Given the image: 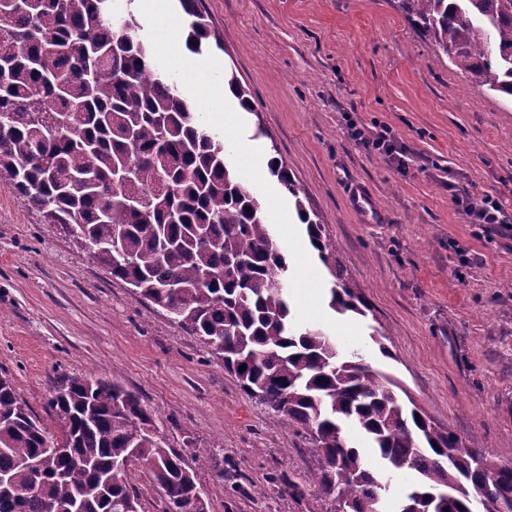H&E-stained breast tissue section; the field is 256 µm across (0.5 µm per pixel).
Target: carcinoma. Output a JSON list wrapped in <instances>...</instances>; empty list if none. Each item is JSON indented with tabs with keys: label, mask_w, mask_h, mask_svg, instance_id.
<instances>
[{
	"label": "carcinoma",
	"mask_w": 512,
	"mask_h": 512,
	"mask_svg": "<svg viewBox=\"0 0 512 512\" xmlns=\"http://www.w3.org/2000/svg\"><path fill=\"white\" fill-rule=\"evenodd\" d=\"M108 0H0V175L51 224L164 309L222 360L241 389L313 445L329 512H361L385 496L388 472L408 474L402 512L512 509V467L437 424L402 385L360 354L341 353L300 325L286 288L288 263L250 180L230 161L203 113L161 74L132 13L120 30ZM186 45L219 34L201 0ZM413 31L476 87L512 99V0H397ZM224 88L256 108L236 74ZM271 176L295 198L309 240L336 279L329 306L363 316L364 302L273 156ZM244 371H239L241 365ZM46 429L0 373V512H141L128 469L143 466L164 504L209 512L184 456L158 434L140 397L95 375L58 373ZM353 425L379 456L368 464L343 434ZM43 470L33 483L34 471Z\"/></svg>",
	"instance_id": "obj_1"
}]
</instances>
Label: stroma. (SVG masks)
I'll return each mask as SVG.
<instances>
[{"mask_svg":"<svg viewBox=\"0 0 512 512\" xmlns=\"http://www.w3.org/2000/svg\"><path fill=\"white\" fill-rule=\"evenodd\" d=\"M224 40L203 52L202 85L236 73L254 111L227 97L217 131L247 151L279 155L299 198L324 226L365 316L329 306L333 278L302 224L303 263L290 264L296 320L336 336L342 351L387 338L373 361L416 404L496 458L512 461V230L468 224L451 195L498 199L512 217V104L473 86L414 34L394 0H202ZM179 0L142 20L153 60L197 108L159 27L186 34ZM388 127L405 163L359 147L349 123ZM259 196L276 221L294 200L261 170ZM0 371L43 427L61 437L48 406L56 373L95 374L139 395L170 448L207 458L198 482L210 512H327L312 446L243 392L204 344L161 308L133 294L60 225L0 177ZM297 483L304 496H290Z\"/></svg>","mask_w":512,"mask_h":512,"instance_id":"obj_1","label":"stroma"}]
</instances>
